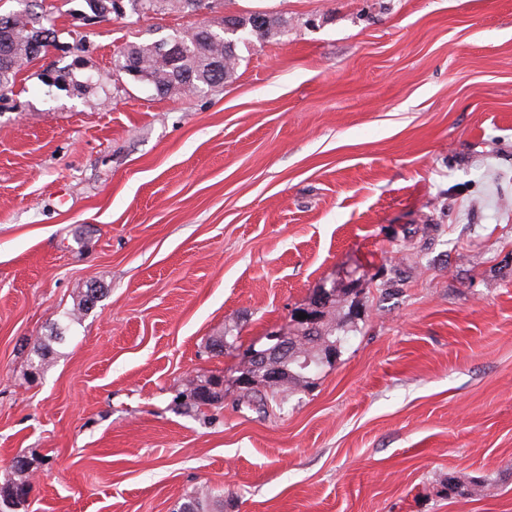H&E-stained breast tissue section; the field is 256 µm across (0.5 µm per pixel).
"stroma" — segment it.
Returning a JSON list of instances; mask_svg holds the SVG:
<instances>
[{
  "instance_id": "35a3bbf8",
  "label": "stroma",
  "mask_w": 512,
  "mask_h": 512,
  "mask_svg": "<svg viewBox=\"0 0 512 512\" xmlns=\"http://www.w3.org/2000/svg\"><path fill=\"white\" fill-rule=\"evenodd\" d=\"M87 10L57 0L84 52L27 66L0 104V488L24 458L19 512L196 494L224 512H512V0ZM255 11L286 31L238 43L219 88L161 96L114 72L125 46ZM323 289L336 356L281 408L242 403L239 349ZM212 377L223 405L179 407Z\"/></svg>"
}]
</instances>
